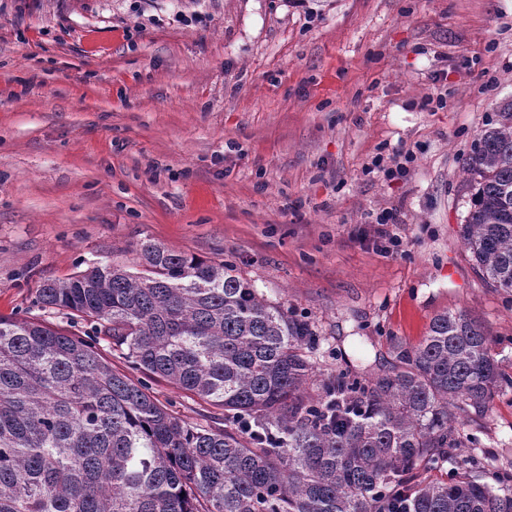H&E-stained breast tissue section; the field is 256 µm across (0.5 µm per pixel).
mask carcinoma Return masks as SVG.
Instances as JSON below:
<instances>
[{
  "mask_svg": "<svg viewBox=\"0 0 512 512\" xmlns=\"http://www.w3.org/2000/svg\"><path fill=\"white\" fill-rule=\"evenodd\" d=\"M460 237L512 289V101L463 160ZM140 269L95 263L37 289L140 370L224 409L192 426L112 369L92 341L0 316V512H512V473L456 462L457 410L485 412L512 375L488 332L444 312L389 366L316 379L308 320L233 264L150 240Z\"/></svg>",
  "mask_w": 512,
  "mask_h": 512,
  "instance_id": "1",
  "label": "carcinoma"
}]
</instances>
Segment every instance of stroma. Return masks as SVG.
Wrapping results in <instances>:
<instances>
[{
    "label": "stroma",
    "instance_id": "35a3bbf8",
    "mask_svg": "<svg viewBox=\"0 0 512 512\" xmlns=\"http://www.w3.org/2000/svg\"><path fill=\"white\" fill-rule=\"evenodd\" d=\"M511 99L512 0H0V315L87 334L39 284L135 265L150 239L305 316L320 372H376L462 310L512 373V291L459 235L462 161ZM385 210L392 255L364 236ZM103 354L187 423H223ZM455 427L485 479L512 471V388Z\"/></svg>",
    "mask_w": 512,
    "mask_h": 512
}]
</instances>
